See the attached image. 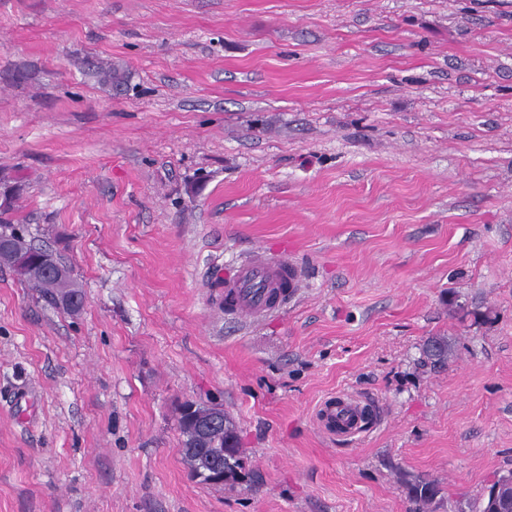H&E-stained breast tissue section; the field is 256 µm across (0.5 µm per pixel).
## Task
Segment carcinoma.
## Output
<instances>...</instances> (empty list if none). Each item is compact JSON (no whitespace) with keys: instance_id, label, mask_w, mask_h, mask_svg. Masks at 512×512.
Wrapping results in <instances>:
<instances>
[{"instance_id":"cac0c4a2","label":"carcinoma","mask_w":512,"mask_h":512,"mask_svg":"<svg viewBox=\"0 0 512 512\" xmlns=\"http://www.w3.org/2000/svg\"><path fill=\"white\" fill-rule=\"evenodd\" d=\"M0 241L12 245L17 253L29 256V262L18 265L12 258L1 255L0 264L12 269L23 281L38 291L45 305L61 309L72 315L82 308L83 294L69 269L53 274L47 271V263L57 259L56 254L46 248L36 247L28 242L20 229L11 224L0 225ZM448 361V340L436 336L427 340L423 348V362L433 368L442 367ZM226 428L203 432L199 427L177 417V430L180 435L181 453L188 465L190 475L201 483L214 487L221 483L211 480V461L204 449H224L221 467L224 470V483L235 484L243 481L245 474L241 458L242 449L236 426L229 418L225 419ZM409 498L416 504L415 512H425V508L439 493V488L424 479H411L406 482Z\"/></svg>"}]
</instances>
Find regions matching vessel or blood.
<instances>
[{"instance_id":"1","label":"vessel or blood","mask_w":512,"mask_h":512,"mask_svg":"<svg viewBox=\"0 0 512 512\" xmlns=\"http://www.w3.org/2000/svg\"><path fill=\"white\" fill-rule=\"evenodd\" d=\"M299 286L295 265L261 252L243 260L234 273L224 279V308L228 313L260 319L293 297ZM357 402L336 403L327 399L318 416L328 432L357 435L361 424L356 417Z\"/></svg>"}]
</instances>
